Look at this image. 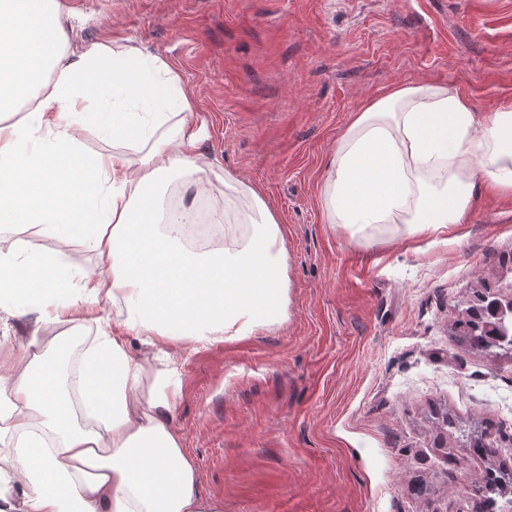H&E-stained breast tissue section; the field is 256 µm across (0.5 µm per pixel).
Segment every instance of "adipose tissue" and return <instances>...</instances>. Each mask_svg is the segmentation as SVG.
Listing matches in <instances>:
<instances>
[{
    "mask_svg": "<svg viewBox=\"0 0 512 512\" xmlns=\"http://www.w3.org/2000/svg\"><path fill=\"white\" fill-rule=\"evenodd\" d=\"M56 0H0V223L30 238L0 248V314L78 327L115 310L73 384L67 332L0 336V512H224L173 425L169 347L232 343L288 318L283 226L247 189L250 232L222 248L182 246L185 207L163 209L171 176L209 191L176 71L136 46L70 54ZM88 129L112 148L89 153ZM139 153L131 161V153ZM512 192V108L488 115L445 85L398 87L353 115L325 182L330 223L358 234L400 223L411 238L465 223L483 188ZM80 242L93 267L64 264ZM141 346L129 347L131 338ZM84 410L96 427L78 423Z\"/></svg>",
    "mask_w": 512,
    "mask_h": 512,
    "instance_id": "obj_1",
    "label": "adipose tissue"
}]
</instances>
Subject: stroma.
I'll return each mask as SVG.
<instances>
[{"label": "stroma", "instance_id": "stroma-1", "mask_svg": "<svg viewBox=\"0 0 512 512\" xmlns=\"http://www.w3.org/2000/svg\"><path fill=\"white\" fill-rule=\"evenodd\" d=\"M69 50L147 48L206 130L197 153L281 220L286 321L183 357L174 425L224 512H469L512 473V358L452 324L474 291L512 298V194L467 223L350 238L324 180L354 112L395 86L441 84L475 111L512 107V0H73ZM449 416L443 425L441 416ZM486 432L492 457L466 432ZM500 473H497L494 469L485 471V474L473 489L472 512H498V501L494 495L500 494V485L505 479L504 474L500 475Z\"/></svg>", "mask_w": 512, "mask_h": 512}]
</instances>
